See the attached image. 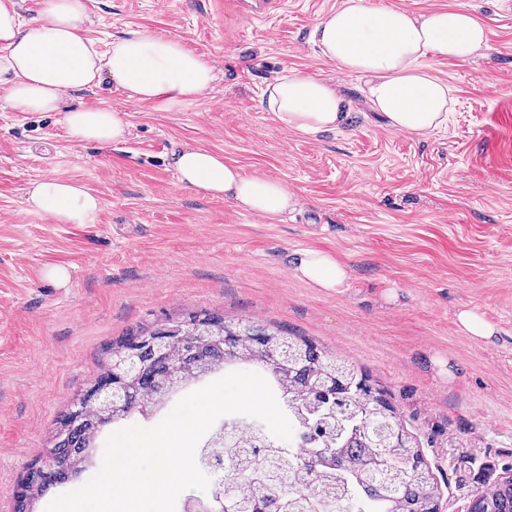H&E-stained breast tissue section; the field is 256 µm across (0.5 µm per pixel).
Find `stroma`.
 Listing matches in <instances>:
<instances>
[{"instance_id":"stroma-1","label":"stroma","mask_w":512,"mask_h":512,"mask_svg":"<svg viewBox=\"0 0 512 512\" xmlns=\"http://www.w3.org/2000/svg\"><path fill=\"white\" fill-rule=\"evenodd\" d=\"M85 2L100 51L131 31L177 38L215 80L172 109L127 101L107 80L73 92L72 104L123 112L128 135L106 147L70 139L61 113L0 100V512H13L16 485L107 347L200 309L283 328L366 371L416 437L443 512H467L512 470V0H372L465 9L486 29L483 57L432 61L454 106L426 138L388 128L363 78L310 41L343 0H288L252 23L223 0ZM286 68L336 86L349 120L315 137L277 123L261 99ZM196 146L284 182L295 209L271 223L183 188L170 158ZM50 176L98 197L92 223L27 212L28 185ZM301 248L338 254L346 285L300 280L288 257ZM54 266L67 286L46 277ZM464 306L498 325L495 343L458 330Z\"/></svg>"}]
</instances>
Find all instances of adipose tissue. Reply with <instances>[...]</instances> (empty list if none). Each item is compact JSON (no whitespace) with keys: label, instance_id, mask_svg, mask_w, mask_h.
<instances>
[{"label":"adipose tissue","instance_id":"ef3b65f1","mask_svg":"<svg viewBox=\"0 0 512 512\" xmlns=\"http://www.w3.org/2000/svg\"><path fill=\"white\" fill-rule=\"evenodd\" d=\"M86 22L85 0H43L27 20L18 0H0V85H6L13 110L62 113L71 139L109 145L127 131L120 114L105 106L70 107L72 92L106 78L128 100L172 108L194 100L214 81L212 65L177 39L132 32L103 53L85 36ZM311 39L337 69L366 77L368 102L388 127L419 136L444 126L453 103L451 87L432 74L428 60L468 62L488 48L484 25L469 12L411 14L371 0H344L314 24ZM262 104L279 124L307 136L336 131L349 117L333 86L288 70L266 87ZM171 164L183 187L228 199L272 222L295 204L285 183L243 174L204 147L175 153ZM26 205L58 223L82 224L100 202L77 182L47 177L31 184ZM290 263L300 279L327 291L349 277L347 265L323 250L294 251Z\"/></svg>","mask_w":512,"mask_h":512}]
</instances>
